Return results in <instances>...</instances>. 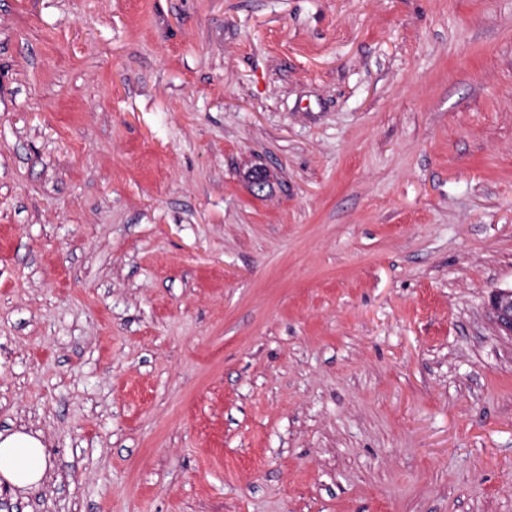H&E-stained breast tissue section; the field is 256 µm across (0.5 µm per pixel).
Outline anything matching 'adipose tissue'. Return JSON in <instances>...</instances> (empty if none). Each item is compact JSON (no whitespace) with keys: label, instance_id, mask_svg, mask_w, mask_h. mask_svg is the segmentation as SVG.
I'll list each match as a JSON object with an SVG mask.
<instances>
[{"label":"adipose tissue","instance_id":"ef3b65f1","mask_svg":"<svg viewBox=\"0 0 512 512\" xmlns=\"http://www.w3.org/2000/svg\"><path fill=\"white\" fill-rule=\"evenodd\" d=\"M45 472L44 449L36 436L22 431L0 433V477L26 489L38 486Z\"/></svg>","mask_w":512,"mask_h":512}]
</instances>
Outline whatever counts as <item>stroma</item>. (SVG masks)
<instances>
[{
	"mask_svg": "<svg viewBox=\"0 0 512 512\" xmlns=\"http://www.w3.org/2000/svg\"><path fill=\"white\" fill-rule=\"evenodd\" d=\"M509 286L512 0H0V512H512ZM487 311L498 335L512 339V286L491 291ZM46 472L41 441L22 431L0 432V476L18 488L37 487Z\"/></svg>",
	"mask_w": 512,
	"mask_h": 512,
	"instance_id": "obj_1",
	"label": "stroma"
}]
</instances>
